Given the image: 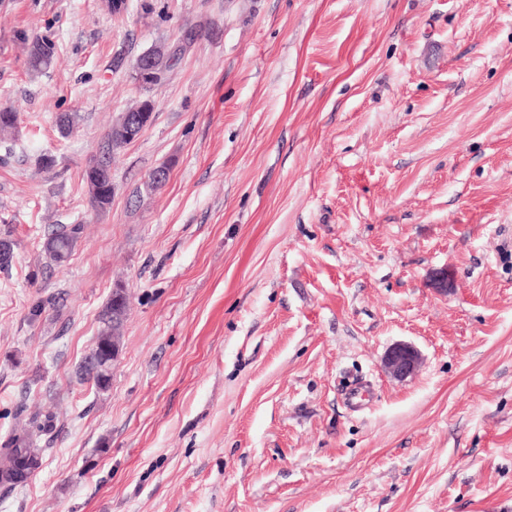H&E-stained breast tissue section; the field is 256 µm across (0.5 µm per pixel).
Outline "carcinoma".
Wrapping results in <instances>:
<instances>
[{"label": "carcinoma", "mask_w": 512, "mask_h": 512, "mask_svg": "<svg viewBox=\"0 0 512 512\" xmlns=\"http://www.w3.org/2000/svg\"><path fill=\"white\" fill-rule=\"evenodd\" d=\"M151 60V76L147 78H134V81L145 91H151L158 80L167 71L172 69L179 59L181 50L172 49L163 43L154 45L145 51ZM54 58V47L50 41L43 37H37L30 43L28 49V65L31 71L40 73L47 69ZM155 107V101L146 97L140 103L128 109L112 126L108 135L107 152L98 158L88 161L83 178L88 187L89 202L97 209H105L112 203V150L121 148L132 142L127 137L128 118L141 115L144 112L151 113ZM81 225L71 224L64 226L55 233L49 235L43 242V252L50 263L61 266L70 258L77 242ZM129 307V300L123 299L122 305H116L114 299H109L99 315L100 330L96 337L95 348L102 357L110 360L116 353L117 345L123 327V317ZM81 379L91 381L100 391L109 389L112 381V365L101 362L95 364L85 360L78 369ZM50 420H31L21 426L0 447V469L4 470L12 465L14 459L24 455L42 457V448L38 444L39 434L49 427Z\"/></svg>", "instance_id": "cac0c4a2"}]
</instances>
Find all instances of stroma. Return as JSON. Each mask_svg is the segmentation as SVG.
I'll return each instance as SVG.
<instances>
[{
    "label": "stroma",
    "instance_id": "35a3bbf8",
    "mask_svg": "<svg viewBox=\"0 0 512 512\" xmlns=\"http://www.w3.org/2000/svg\"><path fill=\"white\" fill-rule=\"evenodd\" d=\"M133 2L0 0V443L55 416L0 512H512V0ZM158 43L184 52L147 92ZM146 97L96 209L84 169ZM119 283L101 391L77 370ZM54 58V47L43 37H36L28 49V65L31 71L40 73L47 69ZM82 227L79 224L63 226L43 242V252L50 263L61 266L70 258ZM418 365V351L413 346L405 343L392 346L383 360L385 371L396 379H403L412 375Z\"/></svg>",
    "mask_w": 512,
    "mask_h": 512
}]
</instances>
